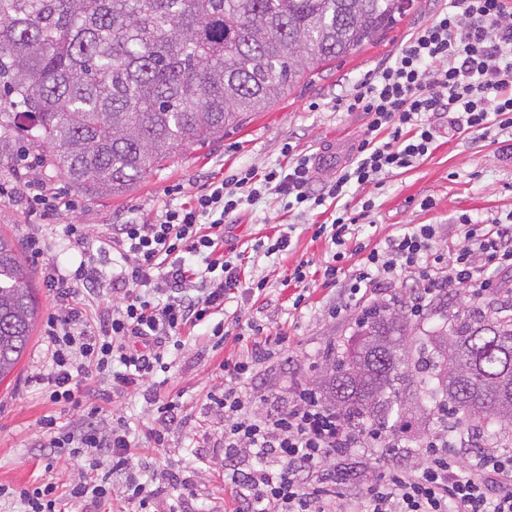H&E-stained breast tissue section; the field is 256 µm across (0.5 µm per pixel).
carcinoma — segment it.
Here are the masks:
<instances>
[{"label": "carcinoma", "instance_id": "carcinoma-1", "mask_svg": "<svg viewBox=\"0 0 512 512\" xmlns=\"http://www.w3.org/2000/svg\"><path fill=\"white\" fill-rule=\"evenodd\" d=\"M410 0H0V129L20 110L30 144L88 196L123 193L183 150L221 138L307 75L380 42ZM38 321L30 269L0 233V380ZM326 356L314 391L354 428L407 425L416 388L458 423H512V302L457 312L419 336L372 305Z\"/></svg>", "mask_w": 512, "mask_h": 512}]
</instances>
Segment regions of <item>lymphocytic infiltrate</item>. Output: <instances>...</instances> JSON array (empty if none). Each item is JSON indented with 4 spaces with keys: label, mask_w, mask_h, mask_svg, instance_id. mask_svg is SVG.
Listing matches in <instances>:
<instances>
[{
    "label": "lymphocytic infiltrate",
    "mask_w": 512,
    "mask_h": 512,
    "mask_svg": "<svg viewBox=\"0 0 512 512\" xmlns=\"http://www.w3.org/2000/svg\"><path fill=\"white\" fill-rule=\"evenodd\" d=\"M333 108L365 112L367 132L354 161L320 193L309 189L314 159L289 147L285 168L260 177L248 170L210 182L191 202L164 206L152 221L116 225L112 247L120 261L112 288L118 301L99 316L96 330H87L84 308L70 300L73 288L92 283L85 267L49 274V287L69 300L64 315L51 317L45 329L52 402L79 405L86 382L97 374L111 377L117 391L140 390L156 370L166 369L170 349L197 326L209 322L214 336L224 335L223 323L213 317L223 312L226 296L243 285L240 264L224 256V218L245 201L269 192L279 195L288 210L305 212L342 199L351 186L410 168L432 151V118L440 112L451 113L452 127L485 137L511 129L512 0H448ZM458 231L460 241L449 261L434 252L431 226L388 239L384 249L366 255L362 272L346 281V295L356 299L371 282L406 273L414 276L424 298L457 284L483 295L493 286L482 276L483 263L512 270L506 227L499 221H467ZM196 257L201 265H193ZM78 324L83 327L79 333L74 330ZM283 342L280 336L255 335L253 361L224 365L230 382L217 400L224 412V456L234 460L244 454L250 460L247 470L231 479L230 512H336V474L325 468V460L383 441L370 429L346 428L313 390L300 386L287 411L250 412L243 394L253 363L265 359L270 344ZM40 427L59 454L95 458L108 452L113 474L124 477L117 484L84 478L72 487L71 497L94 504L118 496L138 512H148L157 492L139 480L131 464L124 419L104 432L90 426L74 434L62 431L49 415ZM424 448L421 469H401L364 486V512H512L511 453L483 451L464 467L447 438L429 439Z\"/></svg>",
    "instance_id": "obj_1"
}]
</instances>
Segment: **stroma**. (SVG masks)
Instances as JSON below:
<instances>
[{"mask_svg": "<svg viewBox=\"0 0 512 512\" xmlns=\"http://www.w3.org/2000/svg\"><path fill=\"white\" fill-rule=\"evenodd\" d=\"M448 0H411L403 21L378 45L339 59L314 78L286 90L266 111L253 114L223 138L191 147L160 163L152 176L126 192L112 197H90L76 188L58 170L42 162V153L30 149L26 119L0 139V183L19 186L29 180L62 188L75 206L48 220L30 218L19 195L0 197V232L8 234L27 253L31 240L43 245L41 259H29L40 319L32 341L14 372L0 381V486L17 487L52 481L59 494L68 496L65 512H134L124 500L108 499L95 507L70 498L72 485L86 476L89 462L83 457L58 456L48 446L39 421L52 415L63 430L90 423L111 425L113 416H123L134 442L132 452L141 480L159 478L155 512H168L179 501L184 512H224L230 496L232 471L224 462V414L213 398L224 391V362L247 354L251 326L263 327L270 336L288 338V348L276 351L259 367L251 381L257 412L287 410L291 384L310 386L325 364L328 348L343 347L355 328L362 304H351L340 316L332 310L339 299L335 287L325 285L323 271L332 259L331 245L316 237L320 224L329 219L336 205L343 204L357 216L358 227L346 244L340 280H348L362 267V247H375L407 228L430 224L435 228L434 251L452 257L459 241L456 225L461 216L488 224L512 213V158L497 144L466 129L451 128L447 113L435 116V148L413 167L386 176L379 184L350 189L341 202H326L300 213L285 208L278 195L264 194L247 202L224 219V250L241 260L246 281L263 282L260 293L238 291L224 306L223 319L230 335L218 340L208 326L195 328L180 348L167 356V371L157 372L161 395L173 396L180 405L178 420L165 430L163 445H156V407L146 390L116 393L111 378L89 380L87 398L81 407L52 403L44 386L28 385L27 379L48 373L51 363L44 354L43 337L49 317L62 309L54 291L45 284L43 263L54 258L68 269L85 263L94 268L95 292L85 302L99 315L111 308L112 263L115 252L105 251L112 227L129 217L152 220L166 205L188 202L204 186L206 176H227L245 169L265 172L286 165L285 145L315 156L336 155L335 166L319 165L315 186L334 179L336 166L347 164L363 135L368 118L362 112H337V96L352 91L355 82L390 58L421 24ZM31 163L20 166L21 152ZM372 201L363 212L364 201ZM83 225L87 244L69 241L65 227ZM290 231L288 251L266 256L252 249L256 240L280 231ZM309 261L310 273L301 283L290 279L300 261ZM416 418L410 434L400 437L405 457L393 458L384 447L355 449L357 461L371 460L370 477L386 474L394 466L415 469L424 460L422 443L442 434L439 416L431 414L425 394L408 400Z\"/></svg>", "mask_w": 512, "mask_h": 512, "instance_id": "obj_1", "label": "stroma"}]
</instances>
